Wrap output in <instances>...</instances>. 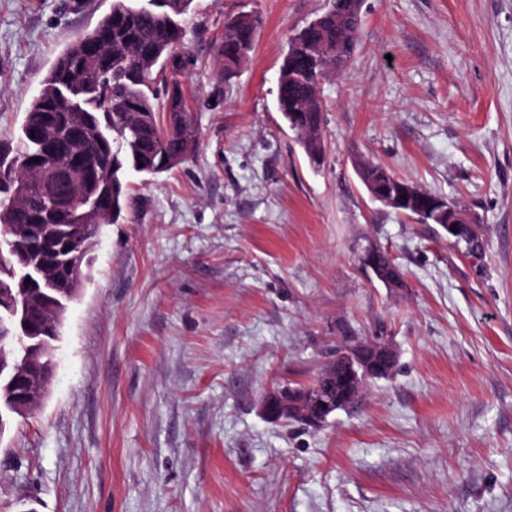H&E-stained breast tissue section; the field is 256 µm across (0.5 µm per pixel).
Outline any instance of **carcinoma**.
Listing matches in <instances>:
<instances>
[{"label": "carcinoma", "mask_w": 512, "mask_h": 512, "mask_svg": "<svg viewBox=\"0 0 512 512\" xmlns=\"http://www.w3.org/2000/svg\"><path fill=\"white\" fill-rule=\"evenodd\" d=\"M191 0H112V7L89 32L78 36L57 57L42 80L26 112L15 140L0 143V270L13 271L14 255L25 250L37 255L49 242L70 235L72 229L88 224H115L125 206L123 180L134 172L158 175L184 162L196 141L194 117L183 89L182 77L190 59L183 52L186 31L182 24ZM336 20L303 32L300 44L286 53L280 68L277 109L296 132L300 145L314 163L322 159L323 104L321 79L346 63L356 46L360 25L358 0H333ZM260 18L243 13L225 27L219 49L224 72L240 65L252 49ZM54 134L58 160L74 151L96 159L97 173L76 187L81 195L95 198L98 210L83 205L61 207L59 200L71 193L59 183L51 194L29 204L19 191L36 169L47 162L41 133ZM364 186L374 185L390 192H406L409 182L381 164L364 163L358 169ZM442 197L425 193L418 214L422 224H432L431 204ZM452 245L476 261L484 255L479 226L460 225ZM48 294L45 306L36 307L28 321L30 337L21 339L8 356L34 349L35 356L54 363L55 332L46 312L49 307L68 308L70 292L57 287ZM345 387L341 372L327 382L315 378L299 388L308 395L335 397ZM15 389L0 379V413L10 411Z\"/></svg>", "instance_id": "cac0c4a2"}]
</instances>
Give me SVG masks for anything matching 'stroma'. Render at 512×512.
<instances>
[{"instance_id":"obj_1","label":"stroma","mask_w":512,"mask_h":512,"mask_svg":"<svg viewBox=\"0 0 512 512\" xmlns=\"http://www.w3.org/2000/svg\"><path fill=\"white\" fill-rule=\"evenodd\" d=\"M0 0V140L112 0ZM329 0H192L194 152L128 173L70 304L52 395L0 434V512H512V0H361L322 78L311 164L276 106L291 37ZM260 16L233 73L229 18ZM386 166L480 224L482 262L374 203ZM388 251L403 288L368 280ZM392 337L393 375L327 425L273 423L340 337ZM305 395L292 391L280 390L270 393L262 399L261 409L263 414L271 420H281L288 415L294 414L301 407Z\"/></svg>"}]
</instances>
